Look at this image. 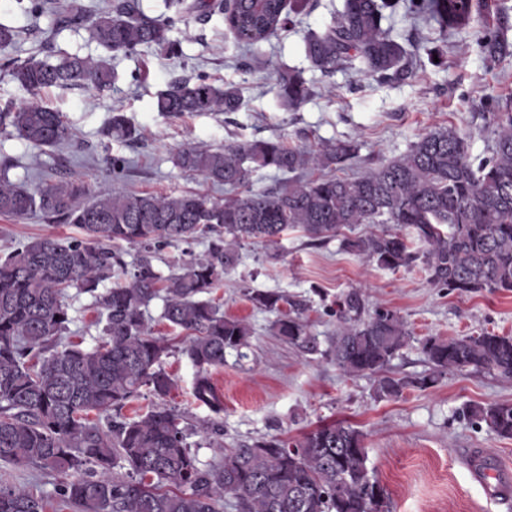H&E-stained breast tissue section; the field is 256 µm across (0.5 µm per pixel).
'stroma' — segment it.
Listing matches in <instances>:
<instances>
[{"mask_svg": "<svg viewBox=\"0 0 512 512\" xmlns=\"http://www.w3.org/2000/svg\"><path fill=\"white\" fill-rule=\"evenodd\" d=\"M31 0H0V23L32 28L30 38L0 49V64L43 59L60 53L102 55L85 30L60 24L45 14L32 20ZM343 0H314L300 26L263 44L252 69H243V54L215 15L176 23L170 32L181 51L169 56L150 48L139 55L116 56L118 79L111 90L47 89L40 98L62 112L74 133L72 146L60 153L42 152L19 139L0 134V155L16 158L9 172L14 181L38 182L41 173L66 161L82 174L90 194L113 189L177 195L199 191L220 198L224 189L175 167L172 155L183 144L217 145L236 139L283 137L293 141L305 129L315 138L351 137L360 144L355 170L378 159L403 154L424 132L452 127L469 137L473 154L485 153L491 141L483 131L481 112L488 104L512 101V56L490 63L474 40L459 34L438 46L433 27H413L405 19L393 24L400 41L416 46L414 74L404 82L359 85L355 73L325 76L311 68L303 51L308 31L321 29ZM441 47L439 61L429 49ZM303 69L314 95L299 111L281 109L273 91L281 65ZM202 73L218 86L229 82L244 89L246 103L231 117L193 114L166 118L154 109L155 96L178 76ZM121 109L140 131L136 142L104 143L99 131L112 109ZM131 161L122 179L112 175L110 158ZM72 224H50L38 216L25 220L0 217V250L46 236H79ZM281 256L272 261L263 245L247 244L238 265L224 275L212 297L225 316L250 323L251 348L245 359L227 355L213 379L224 400L221 447L206 445L207 408L191 398L195 369L181 351H172L165 368L177 381L169 403L191 424L189 438L202 463L222 459L225 449L242 442L277 435L295 438L318 425L345 420L366 436L369 464L391 497L393 512H512V493L492 497L473 479L470 468L484 463L487 470L512 485V440L498 437L486 426L464 418L470 405L512 402V378L490 374H451L426 391L408 390L395 401L375 399L369 378L345 377L334 364L306 361L274 336L273 314L253 308L245 289L310 292L309 318L320 337L332 335L336 320L332 301L352 287H363L368 308L399 312L415 338L463 336L483 332L512 336V292L472 295L443 294L431 288L421 268L382 270L341 250L339 241L308 244L297 228L279 243ZM57 475L34 465L0 463V485H26L43 492L47 512H69L55 494Z\"/></svg>", "mask_w": 512, "mask_h": 512, "instance_id": "stroma-1", "label": "stroma"}]
</instances>
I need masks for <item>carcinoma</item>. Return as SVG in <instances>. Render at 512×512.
<instances>
[{
	"mask_svg": "<svg viewBox=\"0 0 512 512\" xmlns=\"http://www.w3.org/2000/svg\"><path fill=\"white\" fill-rule=\"evenodd\" d=\"M488 0H344L343 10L304 39L310 66L331 75L360 63V80L400 82L412 75L413 50L383 27L399 7L415 20L436 24L441 38L474 25L484 58L509 54L500 33L482 23ZM174 16L147 14L138 0H108L89 16L70 2L65 25L83 28L110 52L94 59L62 53L56 61H12L7 74L33 99L0 111V130L34 149L72 143L64 115L35 99L45 88L104 90L118 73L112 54L155 48L179 53L169 37L174 17L213 14L252 55L293 25L309 0H164ZM274 91L296 112L313 96L303 70L282 68ZM245 104L237 84L214 85L205 75L174 78L155 101L164 117L234 114ZM491 145L477 159L453 128L420 135L400 156L343 175L358 157L350 138L317 145L246 139L217 146L182 145L179 169L224 187L222 199L199 192L156 195L113 190L85 200L83 178L64 171L30 185L13 182L10 158L0 159V215L75 224L80 237H42L0 253V462L36 465L63 477L57 494L74 512H220L224 498L237 512H392L390 495L368 466L365 434L337 420L294 439L278 436L240 443L224 459L203 465L187 442L189 428L168 403L175 378L164 368L173 344L155 335L147 313L162 300L160 320L182 334L181 352L196 367L194 402L215 415L211 437L224 435V404L212 370L226 354L247 357L251 330L227 318L207 295L239 261L244 243L274 247L291 227L313 245L334 239L340 248L389 270L421 267L440 292L512 291V109L489 105L482 113ZM104 139L136 141L139 130L114 109L100 130ZM282 179L255 187L258 172ZM359 224L380 228L362 235ZM420 244L415 249L401 229ZM206 243L167 275L155 254L178 244ZM134 244L127 263L118 246ZM87 295L102 324L90 348L67 342L71 295ZM249 300L276 314L271 330L309 360L324 359L349 378L372 377L375 395L395 401L407 390L426 391L450 373L512 377V336L420 340L428 370L397 376L390 364L413 341L403 316L369 310L356 286L334 302L336 334L322 343L301 293L252 291ZM147 390L151 407L128 417L122 410ZM477 424L512 439V403L468 410ZM107 417L101 425L100 417ZM126 469L112 475L116 466ZM47 501L26 486L0 485V512H46Z\"/></svg>",
	"mask_w": 512,
	"mask_h": 512,
	"instance_id": "1",
	"label": "carcinoma"
}]
</instances>
